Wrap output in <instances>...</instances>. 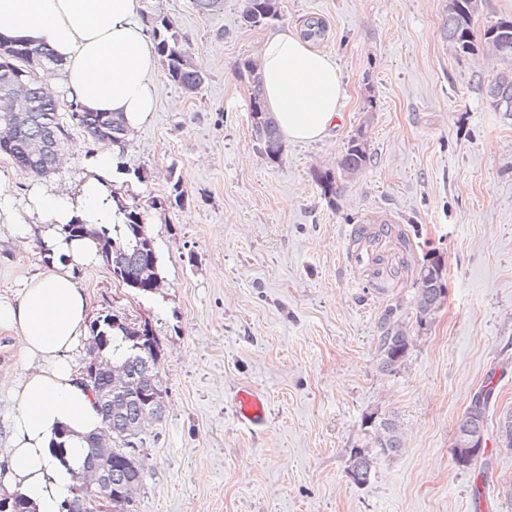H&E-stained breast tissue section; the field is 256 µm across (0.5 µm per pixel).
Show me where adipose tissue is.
Listing matches in <instances>:
<instances>
[{"label":"adipose tissue","mask_w":512,"mask_h":512,"mask_svg":"<svg viewBox=\"0 0 512 512\" xmlns=\"http://www.w3.org/2000/svg\"><path fill=\"white\" fill-rule=\"evenodd\" d=\"M141 9V0H0V35L52 50L70 97L90 111L122 116L136 129L156 110L158 65ZM260 61L266 101L283 135L291 141L321 139L345 98L335 60L285 28L263 43ZM85 166L88 175L75 195L59 198L37 187L21 211L9 180L0 175V224L46 225L52 249L50 270L25 278L11 298L0 300V332L19 336L36 366L11 390L14 411L0 486L20 490L35 512H59L73 483L69 462L82 456L86 437L103 426L74 364L90 305L72 270L97 255L89 241H64L54 228L73 220L125 223L112 191L121 151H96L86 156ZM60 441L66 448L63 463L52 453Z\"/></svg>","instance_id":"1"}]
</instances>
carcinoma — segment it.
<instances>
[{"label":"carcinoma","instance_id":"1","mask_svg":"<svg viewBox=\"0 0 512 512\" xmlns=\"http://www.w3.org/2000/svg\"><path fill=\"white\" fill-rule=\"evenodd\" d=\"M478 0H450L448 15L444 21L441 36L459 55H473L479 48H487L508 64L512 63V18H500L487 26L483 32V43L474 38L473 28ZM281 18L278 0H245L242 12L243 24L259 26L275 22ZM150 26L158 53L163 58L168 76L185 92H197L206 80L202 68L185 58L187 48L180 29L165 16L151 18ZM326 24L319 17L308 18L301 35L307 42H319L325 36ZM30 59L34 64L44 61L48 65H57L58 60L46 48L28 46L0 37V78L10 65H19L21 60ZM241 78L247 81L250 90L249 117L253 137L259 154L269 162H277L285 151L283 135L266 102L263 91V79L259 64L251 58H244L237 65ZM479 91L489 107L495 112H512V68L498 74L491 80L479 83ZM60 106L57 99L46 95L41 84L32 80L27 84L24 111L29 113L28 124L15 131L3 145L0 153L9 156L23 172L34 167L45 174L57 169L56 153L63 148L66 129L60 118ZM71 118L95 142L105 148L125 145L129 131L123 119L106 117L99 112H90L76 101H70ZM38 136L48 142L46 150L30 157L27 150L29 138ZM372 162L368 140L364 131L349 140L345 154L338 161L336 169H327L315 174V181L323 196L329 202H335L344 187L345 178L365 172ZM128 221L125 224H83L73 221L62 226L60 233L69 239L89 238L96 243L97 252L107 266H112L125 281V285L145 292L150 282L159 279L158 255L154 239L148 232L144 216L137 204L126 206ZM388 232L386 225L361 226L356 231L354 242L372 243ZM122 244L121 255L110 253V243ZM417 293L414 309L416 325L422 329L431 322L434 314L444 304L442 285L445 284L441 258L424 261L417 272ZM119 316L107 311L97 317L91 325V333L101 337L93 358L108 366L128 364L129 368L141 374L144 365L150 364L148 376L152 379L151 389L143 397L127 403L122 411L115 413L112 406L103 400L110 392L104 373H93L83 368L82 378L94 398L97 410L106 424L118 430L115 434L112 451V482L118 483L123 475L132 471L130 463L135 461L133 454L142 447L143 438L136 435L129 438L121 433L124 422L153 408L157 416L164 413V398L159 385L158 359L159 343L148 324H143V335L152 337L147 345L135 334V328L123 322L116 323ZM377 341L378 368L385 373L397 371L403 364L413 345V336L399 321L393 319V309H388L379 321ZM495 373L476 392L469 406L460 418L458 432L471 431L485 434L487 411L495 403V385L492 382ZM363 425L372 434L376 454L365 448L350 449L348 477L357 485L367 484L374 475L375 456L393 457L403 448L402 431L397 419L391 414L373 412L365 416ZM69 498H81L88 501L90 512H101L104 504L92 500V493L78 483L70 487Z\"/></svg>","mask_w":512,"mask_h":512}]
</instances>
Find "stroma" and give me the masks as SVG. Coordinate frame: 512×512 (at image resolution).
Returning a JSON list of instances; mask_svg holds the SVG:
<instances>
[{
  "label": "stroma",
  "instance_id": "35a3bbf8",
  "mask_svg": "<svg viewBox=\"0 0 512 512\" xmlns=\"http://www.w3.org/2000/svg\"><path fill=\"white\" fill-rule=\"evenodd\" d=\"M244 0L199 14L195 0H143L142 19L176 23L207 73L185 93L157 70L153 122L129 134L115 187L136 195L159 256L161 288L141 293L103 262L74 273L91 316L113 311L149 324L160 344L165 412L144 433L147 471L133 512H470L477 470L454 466L456 423L486 378L488 512H507L512 450L497 445L512 409V114L478 84L505 71L456 56L440 36L448 0H279L280 20L242 24ZM327 25L314 51L333 57L346 100L340 123L317 142H287L280 161L252 137L249 91L236 66L281 28ZM68 132L43 179L0 154L16 201L33 184L76 192L93 141L53 88ZM373 163L336 202L314 175L335 168L357 130ZM185 197L170 204L174 181ZM391 235L355 245L358 226ZM37 224L0 231V296L47 270ZM440 253L448 298L415 334L392 373L378 368V322L394 309L415 324L416 271ZM19 336L0 332V451L13 413L10 387L26 372ZM498 377H491L492 369ZM261 391L269 417L256 434L233 412L242 387ZM394 415L405 446L377 458L369 483L347 475L349 451L371 442L362 420Z\"/></svg>",
  "mask_w": 512,
  "mask_h": 512
}]
</instances>
